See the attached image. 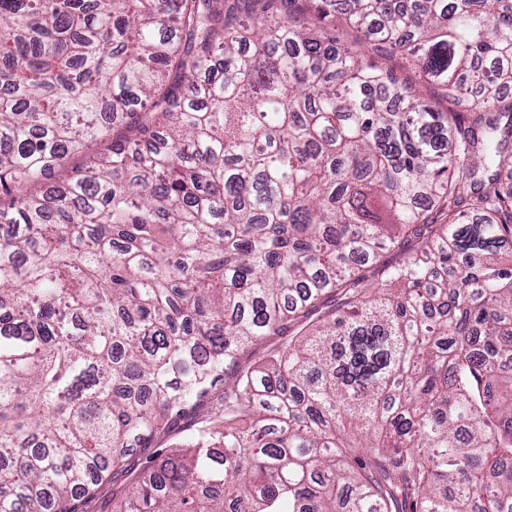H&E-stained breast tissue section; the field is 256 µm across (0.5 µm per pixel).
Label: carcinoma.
<instances>
[{
	"label": "carcinoma",
	"mask_w": 512,
	"mask_h": 512,
	"mask_svg": "<svg viewBox=\"0 0 512 512\" xmlns=\"http://www.w3.org/2000/svg\"><path fill=\"white\" fill-rule=\"evenodd\" d=\"M510 87L512 0H0V512L217 385L110 512H512Z\"/></svg>",
	"instance_id": "carcinoma-1"
}]
</instances>
